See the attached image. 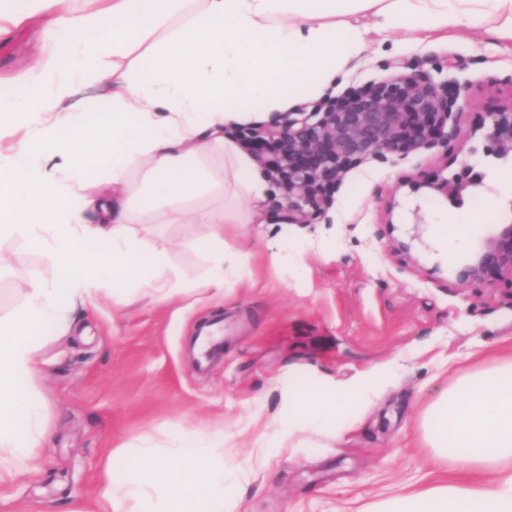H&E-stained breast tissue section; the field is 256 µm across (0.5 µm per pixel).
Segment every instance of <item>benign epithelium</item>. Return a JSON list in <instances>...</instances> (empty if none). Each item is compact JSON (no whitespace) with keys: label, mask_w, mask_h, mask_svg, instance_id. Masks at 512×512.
I'll list each match as a JSON object with an SVG mask.
<instances>
[{"label":"benign epithelium","mask_w":512,"mask_h":512,"mask_svg":"<svg viewBox=\"0 0 512 512\" xmlns=\"http://www.w3.org/2000/svg\"><path fill=\"white\" fill-rule=\"evenodd\" d=\"M460 88L433 84L424 74L402 71L378 84L330 101L319 112H283L270 126L247 128L238 140L268 165L281 192L280 220L312 224L326 216L345 174L369 158H400L448 142V120L459 109ZM484 153L512 158V105L488 114ZM482 175L463 167L451 178L427 184L458 202ZM512 275V221L457 271L462 284Z\"/></svg>","instance_id":"benign-epithelium-1"}]
</instances>
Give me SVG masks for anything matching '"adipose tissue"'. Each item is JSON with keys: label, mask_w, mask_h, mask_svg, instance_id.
Returning a JSON list of instances; mask_svg holds the SVG:
<instances>
[{"label": "adipose tissue", "mask_w": 512, "mask_h": 512, "mask_svg": "<svg viewBox=\"0 0 512 512\" xmlns=\"http://www.w3.org/2000/svg\"><path fill=\"white\" fill-rule=\"evenodd\" d=\"M70 2L0 0V38L8 23L34 20L51 43L67 46L66 57L49 54L0 90V134L28 132L0 163V235L21 236L57 260L55 284L30 285L23 308L0 314V505L10 504L7 490L19 477L40 470L52 436L36 396L43 361L34 331L65 332L75 299L93 298L99 284L110 285L116 300L132 280L161 302L176 288L166 250L133 232L141 210L160 200L173 221L207 226L208 269L197 294L222 293L226 267L239 266L224 249L234 213L187 211L191 196L219 191L231 174L250 199L264 197L249 158L225 141V125L294 107L349 72L364 47L362 31L348 21L356 13L371 14L384 30L420 21L451 27L463 18L479 27L493 18L500 35L512 38V0H87L83 13ZM132 53L135 66L116 64L102 75L105 55ZM103 76L111 86L108 120L64 110L76 83ZM203 150L223 152L229 170L195 166ZM135 156L147 168L136 203L127 192ZM107 158L108 180L85 192L82 173ZM83 209L96 211L98 223H74ZM388 377L380 368L322 398L290 392L275 440L342 439L355 424L352 407L372 404ZM425 427L437 461L483 481L443 482L375 502L368 512H512V356L441 388ZM223 445V435L188 431L163 446L142 439L115 448L81 512H235ZM116 458L126 462L119 477Z\"/></svg>", "instance_id": "obj_1"}]
</instances>
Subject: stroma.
Returning a JSON list of instances; mask_svg holds the SVG:
<instances>
[{"instance_id":"obj_1","label":"stroma","mask_w":512,"mask_h":512,"mask_svg":"<svg viewBox=\"0 0 512 512\" xmlns=\"http://www.w3.org/2000/svg\"><path fill=\"white\" fill-rule=\"evenodd\" d=\"M351 23L364 33V50L328 96L408 65L434 83H457L462 109L448 122L447 145L393 162L367 159L346 174L315 224L281 222L280 193L267 185L264 223L224 227L242 273H228L223 294L202 301L187 290L207 269L205 226L168 223L160 208L147 214L138 231L161 235L179 291L165 303L146 289L118 304L100 293L94 304L76 306L64 335L40 344L47 365L38 393L54 430L42 471L11 487L14 505L75 512L109 450L190 430H223L224 462L237 469L238 512H363L371 501L445 478L422 424L436 389L512 352V277L456 279L497 224L512 218V188L500 183L512 162L485 156L476 132L487 113L512 104V40L463 22L389 33L372 29L367 17ZM48 49L39 27L14 28L0 40V79L35 66ZM467 164L483 175L474 199L492 195L498 205L487 213L466 207L477 234L446 245L435 222L448 202L426 183ZM272 239L287 243L292 261L271 260ZM401 241L408 252H395ZM0 256V311L22 308L27 284L55 278V259L24 238H0ZM214 319L224 322V358L201 373L192 338L199 323ZM382 366L391 379L371 408L357 410L359 424L342 443L265 446L285 413L286 381L319 391Z\"/></svg>"}]
</instances>
